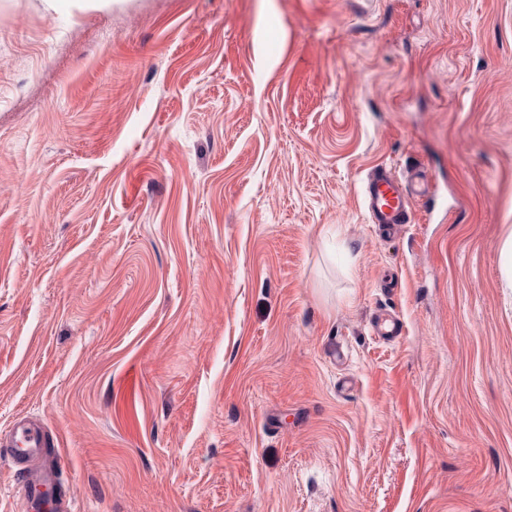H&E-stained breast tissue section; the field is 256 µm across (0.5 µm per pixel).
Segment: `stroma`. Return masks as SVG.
Instances as JSON below:
<instances>
[{
    "instance_id": "35a3bbf8",
    "label": "stroma",
    "mask_w": 512,
    "mask_h": 512,
    "mask_svg": "<svg viewBox=\"0 0 512 512\" xmlns=\"http://www.w3.org/2000/svg\"><path fill=\"white\" fill-rule=\"evenodd\" d=\"M511 236L512 0H0V430L75 512H512ZM432 184L423 172L401 181L386 166H377L368 174L363 201L371 224H409L411 200L427 197Z\"/></svg>"
}]
</instances>
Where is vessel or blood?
<instances>
[{"label": "vessel or blood", "instance_id": "vessel-or-blood-1", "mask_svg": "<svg viewBox=\"0 0 512 512\" xmlns=\"http://www.w3.org/2000/svg\"><path fill=\"white\" fill-rule=\"evenodd\" d=\"M430 192L431 183L425 173H416L403 181L387 167L378 166L365 180L363 201L371 223L407 224L411 221L412 199L428 196ZM50 445L46 427L25 417L16 419L0 435V461L12 465L26 492L24 512H61L63 508L53 497L58 472L55 467L41 463Z\"/></svg>", "mask_w": 512, "mask_h": 512}]
</instances>
